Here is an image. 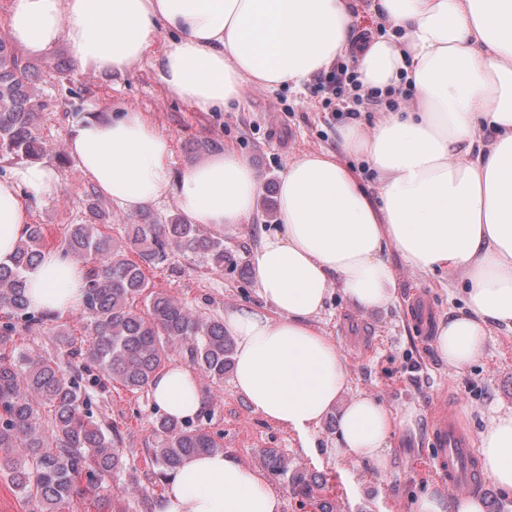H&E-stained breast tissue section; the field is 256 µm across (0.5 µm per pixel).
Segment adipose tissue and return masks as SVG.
<instances>
[{"mask_svg": "<svg viewBox=\"0 0 512 512\" xmlns=\"http://www.w3.org/2000/svg\"><path fill=\"white\" fill-rule=\"evenodd\" d=\"M369 8L390 37L353 45V21ZM168 42L158 75L202 112L242 101L246 88L301 87L337 58L355 55L362 92L409 87L414 97L339 130V152L289 161L279 181L281 226L252 255L260 306L227 310L235 340L233 383L250 408L314 447L336 416V454L389 467L392 438L412 424L373 395L350 394L333 340L317 327L331 286L368 313L397 297L386 259L461 283L466 309L440 319L434 345L462 371L482 357L492 330L512 331V0H11L0 34L29 56L64 44L86 72L133 70L159 32ZM75 167L120 212L163 196L216 231L250 223L260 184L249 159L219 151L172 167V140L129 109L86 117L67 144ZM363 156L377 179L366 190L340 153ZM45 163L0 178V262L30 219L29 204L54 197ZM79 268L46 253L27 275L33 310L82 308ZM158 409L184 419L205 406L196 373L175 362L157 374ZM480 471L512 494V413L480 434ZM157 512H283L265 478L221 452L187 458L165 480ZM414 512H485L477 494L428 491Z\"/></svg>", "mask_w": 512, "mask_h": 512, "instance_id": "adipose-tissue-1", "label": "adipose tissue"}]
</instances>
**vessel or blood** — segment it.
Segmentation results:
<instances>
[{"instance_id": "vessel-or-blood-1", "label": "vessel or blood", "mask_w": 512, "mask_h": 512, "mask_svg": "<svg viewBox=\"0 0 512 512\" xmlns=\"http://www.w3.org/2000/svg\"><path fill=\"white\" fill-rule=\"evenodd\" d=\"M437 441L440 445L439 468L449 491H468L474 482V453L467 435L455 424L438 426Z\"/></svg>"}]
</instances>
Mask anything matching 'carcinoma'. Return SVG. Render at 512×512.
<instances>
[{
    "label": "carcinoma",
    "instance_id": "carcinoma-1",
    "mask_svg": "<svg viewBox=\"0 0 512 512\" xmlns=\"http://www.w3.org/2000/svg\"><path fill=\"white\" fill-rule=\"evenodd\" d=\"M28 63L0 39V156L34 163L44 154L40 109ZM89 220L73 224L60 251L84 272L82 311L88 344L60 330L55 351L0 356V477L8 479L33 512H77L81 491L93 492L97 512H127L132 499L149 501V488L131 479L112 423L95 412L96 389L112 383L142 391L176 348L213 383L232 369L234 342L224 322L199 315L179 299L149 291L145 269L173 251L201 255L215 269L235 266L224 239L180 215L161 223L145 215L126 225V238L106 234L109 214L89 200ZM43 227L29 224L7 263H0V346L58 315L36 312L26 295V274L43 258ZM134 252L138 260L129 258ZM148 301L146 311L137 301ZM152 449L158 479L188 457L224 451L222 436L202 423V414L179 420L160 414L153 422ZM270 470L288 475V463L263 450ZM291 494L308 498L304 473L289 475Z\"/></svg>",
    "mask_w": 512,
    "mask_h": 512
}]
</instances>
